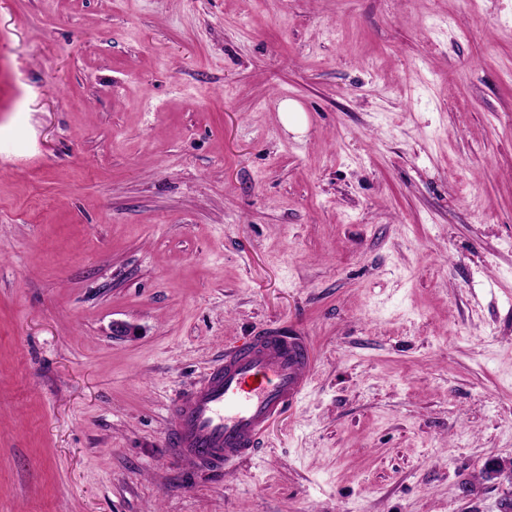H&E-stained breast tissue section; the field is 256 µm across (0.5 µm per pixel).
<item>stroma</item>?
Listing matches in <instances>:
<instances>
[{"instance_id":"1","label":"stroma","mask_w":512,"mask_h":512,"mask_svg":"<svg viewBox=\"0 0 512 512\" xmlns=\"http://www.w3.org/2000/svg\"><path fill=\"white\" fill-rule=\"evenodd\" d=\"M280 324L302 401L179 463L170 402ZM493 457L512 0H0V512H501ZM280 112L288 129L301 132L306 127V114L297 101L283 100L280 104Z\"/></svg>"}]
</instances>
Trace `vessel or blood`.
I'll list each match as a JSON object with an SVG mask.
<instances>
[{
	"label": "vessel or blood",
	"instance_id": "1",
	"mask_svg": "<svg viewBox=\"0 0 512 512\" xmlns=\"http://www.w3.org/2000/svg\"><path fill=\"white\" fill-rule=\"evenodd\" d=\"M314 361L308 338L285 326L235 342L169 405L173 455L208 472L253 457L269 423L303 398Z\"/></svg>",
	"mask_w": 512,
	"mask_h": 512
}]
</instances>
